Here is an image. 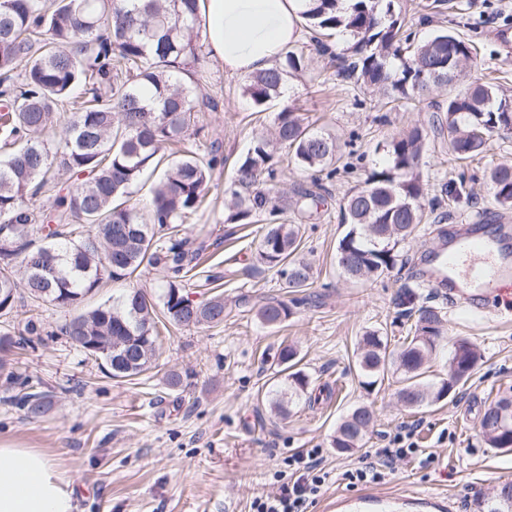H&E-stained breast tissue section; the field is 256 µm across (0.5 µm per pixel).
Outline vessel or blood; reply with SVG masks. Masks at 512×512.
<instances>
[{
    "label": "vessel or blood",
    "mask_w": 512,
    "mask_h": 512,
    "mask_svg": "<svg viewBox=\"0 0 512 512\" xmlns=\"http://www.w3.org/2000/svg\"><path fill=\"white\" fill-rule=\"evenodd\" d=\"M427 281L430 287L447 289L451 298L483 309L489 290L512 285V228L502 225L469 224L460 230L452 247L433 258ZM383 506L392 512L393 501L369 494L340 495L334 512H366Z\"/></svg>",
    "instance_id": "obj_1"
}]
</instances>
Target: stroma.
<instances>
[{
    "label": "stroma",
    "mask_w": 512,
    "mask_h": 512,
    "mask_svg": "<svg viewBox=\"0 0 512 512\" xmlns=\"http://www.w3.org/2000/svg\"><path fill=\"white\" fill-rule=\"evenodd\" d=\"M398 3L418 39L440 26L457 29L480 59L465 82L497 84L500 95L512 98V41L499 36L500 30L512 31V0ZM245 81L208 61L195 93L214 106L200 113L198 132L189 139L202 151L218 146L224 157L208 185L206 206L183 226L184 235L204 251L201 269L210 275L211 288L232 309L223 326L161 332L158 369L130 381L109 377L100 361L56 335L63 311L47 303L18 308L11 325L20 328L35 317L45 334L0 370V440L53 454L75 488L77 512H250L254 497L274 490L275 472L294 481L284 458L310 448L320 449L330 477L306 512H328L336 495L363 492L405 496L398 512H423L415 501L426 496L448 497L452 512H477L479 500L512 481V450L489 447L478 432L486 402L512 390V309H505V297H490V314H471L449 305L439 289H429V305L448 319V342L467 338L483 358L454 396L417 413L398 402L397 375L370 388L359 385L356 349L370 330L387 334L391 346L402 343L408 329L393 298L408 283L412 260L441 244L428 226L467 224L480 215L512 225V212L497 207L488 181L495 166L512 164V134L493 136L486 152L459 165L448 160L447 137L431 130L447 88L420 102L394 101L338 77L315 54L265 106L244 93ZM285 108L335 137L344 171L326 182L324 206L302 227L301 251L313 265L311 299L293 306L291 316L272 328L260 322L257 310L285 291L276 271L257 259L263 227L227 223L224 191L238 160L254 139L271 135L276 114ZM414 125L429 132L420 167L427 199L442 197L448 181L459 179L468 197L427 211L424 224L399 243L400 261L387 275L348 279L336 262V246L346 232L341 200L377 167V144ZM287 344L297 349L301 369L321 395L314 403L299 399L282 420L269 402L285 381L277 356ZM171 371L185 375L182 387L166 386ZM24 381L54 393L40 419H29L11 402ZM357 404L373 409L374 426L362 448L337 452L332 436ZM408 428L425 464L396 460L383 482L369 486L348 479V471Z\"/></svg>",
    "instance_id": "obj_1"
}]
</instances>
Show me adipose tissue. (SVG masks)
<instances>
[{
	"label": "adipose tissue",
	"mask_w": 512,
	"mask_h": 512,
	"mask_svg": "<svg viewBox=\"0 0 512 512\" xmlns=\"http://www.w3.org/2000/svg\"><path fill=\"white\" fill-rule=\"evenodd\" d=\"M306 0H200L197 24L225 72L249 75L273 66L301 36ZM73 486L56 460L0 441V512H76Z\"/></svg>",
	"instance_id": "1"
}]
</instances>
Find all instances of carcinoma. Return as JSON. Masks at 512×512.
<instances>
[{
  "label": "carcinoma",
  "mask_w": 512,
  "mask_h": 512,
  "mask_svg": "<svg viewBox=\"0 0 512 512\" xmlns=\"http://www.w3.org/2000/svg\"><path fill=\"white\" fill-rule=\"evenodd\" d=\"M198 0H0V135L18 144L0 156V289L72 313L90 336H112V376L133 378L157 360V324L181 329L224 324V294L196 302L186 285L199 278V250L179 237L180 225L205 201L212 172L224 164L215 151L188 150L154 186L145 212L126 205L131 190L164 159V150L183 143L201 107L181 74L206 59L196 26ZM316 52L328 57L337 75L354 78L394 100L426 97L433 88L451 87L476 62L477 54L456 32L441 28L414 47L402 45L404 17L395 0H308L302 13ZM350 37L338 53L325 39ZM304 67L303 53L289 50L275 66L249 76L245 92L258 106L278 97L288 74ZM440 128L448 131V156L463 161L482 154L491 137L512 132V100L489 83L475 82L449 92ZM428 133L420 126L379 144L385 167L370 172L340 204L349 225L338 242V266L351 279L379 278L397 264L395 247L424 220L426 188L419 164ZM315 186L302 184L288 197L276 190L277 150ZM336 140L312 127L302 114L277 113L271 138L255 139L239 159L227 190L230 224L266 227L259 260L277 269L290 302L271 298L258 311L268 326L285 321L297 294L312 284L310 263L298 257L301 225L283 222L292 211L303 219L324 204L321 182L336 175ZM62 166L73 182L59 185ZM491 193L504 211L512 210V165L490 172ZM57 190L53 213L33 207L41 193ZM98 240L85 247L80 227ZM50 240L35 247V237ZM148 268L162 269L166 286L158 301L131 287L116 302L86 308L85 297L103 279H131ZM416 282L395 298L410 321L400 348L368 331L359 341L358 382L374 386L389 371L400 373L399 401L407 408L431 407L471 377L481 355L466 338L453 344L448 377L427 380L428 363L447 329L443 312L426 304ZM41 335L29 318L19 334L0 331V351L22 349ZM290 345L280 349L279 365L289 370L288 393L269 405L287 416L289 404L313 395L311 381ZM29 418L44 416L52 403L46 391L30 389L17 397ZM374 421L359 405L341 420L331 441L345 453L363 446ZM481 435L491 448H512V395L496 396L484 408ZM487 512H512V482L499 485Z\"/></svg>",
  "instance_id": "cac0c4a2"
}]
</instances>
